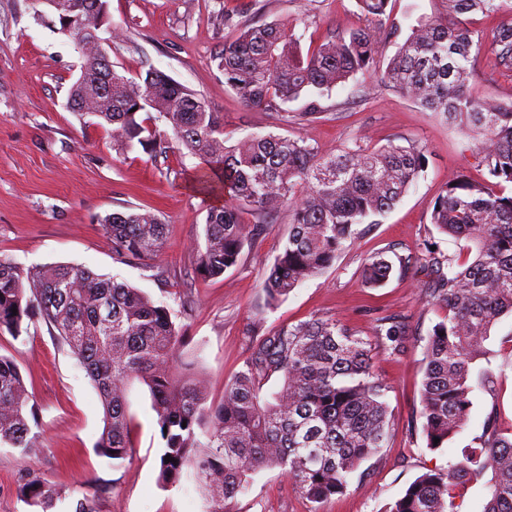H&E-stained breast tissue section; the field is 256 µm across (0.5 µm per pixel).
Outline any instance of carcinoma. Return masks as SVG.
I'll use <instances>...</instances> for the list:
<instances>
[{"mask_svg":"<svg viewBox=\"0 0 512 512\" xmlns=\"http://www.w3.org/2000/svg\"><path fill=\"white\" fill-rule=\"evenodd\" d=\"M87 24L69 30L82 60L67 99L70 111L110 129L120 150L138 145L150 156L185 150L204 164L201 178L215 177L224 204L209 208L202 241L194 246V272L216 278L236 265L259 225L241 214L266 217L288 208L290 227L264 282L270 301L288 297L305 280L331 267L352 244L354 226L376 224L427 166L423 146L393 141L325 151L303 138L251 134L235 143L224 120L196 92L158 69L128 78L102 54L95 5L71 0ZM391 0H358L370 26L329 35L302 50L304 34L276 21L243 23L224 45L218 68L248 107L278 111L302 103L299 117L316 121L320 99L358 76L379 73L398 91L447 123L474 134L480 164L498 192L462 176L436 197L430 223L475 248L473 256L426 248L430 295L446 308L425 348L421 390L427 445L443 448L467 427L477 389L492 395L498 375L478 367L484 342L505 315L512 316V100H484L467 85L484 48L468 15L512 11V0H441L444 16H419L402 34ZM397 46L385 68L376 48ZM490 48L499 74L512 78V18L493 33ZM156 112L168 130L151 124ZM147 117H142V114ZM121 264L152 266L164 240L160 217L140 208L102 219ZM393 264L384 255L364 264L367 284L378 288ZM48 324L94 385L103 414L96 451L114 461L130 457L128 392L147 386L162 440L160 478L175 485L193 471L210 502L209 512H233L249 492L251 475L277 468L318 512L324 500L347 491L361 466L389 442L388 387L373 372L372 343L335 319L313 316L251 340L244 368L210 401L203 377L180 368L183 336L167 304L138 288L81 265L24 269L0 258V330L19 338L33 315ZM374 336L398 355L407 325L396 315L375 319ZM277 390L263 394L271 382ZM15 362L0 355V443L34 452L39 433L34 405ZM439 442H434V439ZM173 461H165V457ZM492 484L481 512H512V426L496 407L461 457L448 468L418 476L388 512H461L457 489L486 472ZM27 502L49 512L59 493L45 482L24 483Z\"/></svg>","mask_w":512,"mask_h":512,"instance_id":"carcinoma-1","label":"carcinoma"}]
</instances>
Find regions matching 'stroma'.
I'll use <instances>...</instances> for the list:
<instances>
[{
  "instance_id": "35a3bbf8",
  "label": "stroma",
  "mask_w": 512,
  "mask_h": 512,
  "mask_svg": "<svg viewBox=\"0 0 512 512\" xmlns=\"http://www.w3.org/2000/svg\"><path fill=\"white\" fill-rule=\"evenodd\" d=\"M239 4L108 0L112 23L123 30L121 40L105 45L109 59L126 76L154 67L202 95L211 110L223 113L224 132L233 141L273 133L301 137L324 150L361 137L371 147L398 138L418 141L428 165L416 186L380 223L357 225L352 245L334 265L285 299L268 303L263 290L288 234L285 210L270 216L261 234L245 244L236 266L218 278L201 279L193 272V248L216 200L192 182L200 160L178 153L153 160L138 147L115 150L110 132L67 107L81 60L72 42L49 24L47 7L39 0H0V258L24 268L81 264L166 302L215 401L242 369L252 327L265 333L316 315L369 335L376 317L401 316L408 326L405 351L394 356L379 347L372 359L389 387L388 446L364 463L361 482L319 506V512H387L417 476L456 460L491 405H499L503 422L512 421L511 370L499 378L495 395L476 393L470 423L448 447L428 448L420 416L425 346L445 316L427 290L426 245L436 243L445 253L463 247L439 233L430 214L448 182L462 174L481 182L486 171L464 132L380 85L367 96L352 82L336 87L321 100L328 117L319 122L300 120L296 103L277 112L245 106L218 69L225 43L238 32L224 17ZM246 20L292 25L315 43L367 23L356 0H256ZM494 61L492 51H482L468 84L480 96L510 100L512 78L496 74ZM128 207L151 209L165 225L154 268L114 258L101 220ZM381 252L395 262L391 276L381 287H366L363 264ZM0 354L18 365L40 430L36 454L0 445V512H35L20 492L30 474L60 492L52 512H70L71 502L83 498L93 512H208L193 476L173 487L159 479L161 440L146 385L134 384L130 391L132 455L117 465L95 450L103 423L94 386L43 321L33 319L28 334L17 339L0 331ZM309 508L275 468L255 474L251 491L236 504L237 512Z\"/></svg>"
}]
</instances>
